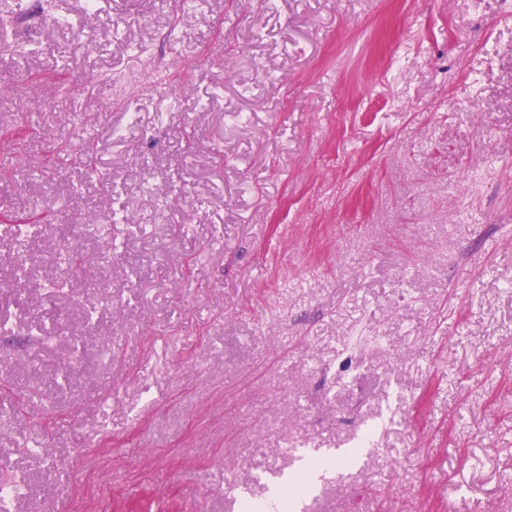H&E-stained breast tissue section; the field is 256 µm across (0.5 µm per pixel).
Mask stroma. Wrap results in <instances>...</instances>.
<instances>
[{"label":"stroma","mask_w":512,"mask_h":512,"mask_svg":"<svg viewBox=\"0 0 512 512\" xmlns=\"http://www.w3.org/2000/svg\"><path fill=\"white\" fill-rule=\"evenodd\" d=\"M53 2L0 51V210L59 208L0 220V317L59 315L0 338L11 512H239L314 454L299 512H512V0Z\"/></svg>","instance_id":"1"}]
</instances>
